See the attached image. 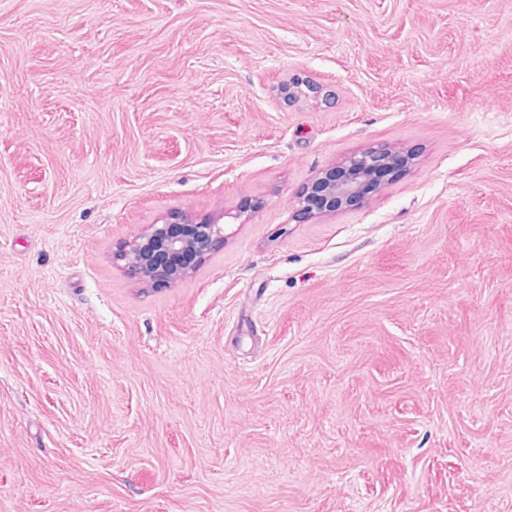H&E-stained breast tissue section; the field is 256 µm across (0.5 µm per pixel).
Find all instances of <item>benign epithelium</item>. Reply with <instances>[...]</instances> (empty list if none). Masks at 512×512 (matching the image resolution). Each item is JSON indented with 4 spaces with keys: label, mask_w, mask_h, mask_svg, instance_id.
I'll return each instance as SVG.
<instances>
[{
    "label": "benign epithelium",
    "mask_w": 512,
    "mask_h": 512,
    "mask_svg": "<svg viewBox=\"0 0 512 512\" xmlns=\"http://www.w3.org/2000/svg\"><path fill=\"white\" fill-rule=\"evenodd\" d=\"M284 99L329 102V94L314 82L294 77L282 86ZM401 153L391 149H370L350 156L343 165L330 169L307 184L297 196L296 217L312 213L331 214L360 202L365 189L379 175L402 167ZM191 222L183 214H175L162 224L153 225L143 241H130L123 253L128 270L147 284L175 283L190 275L211 247L224 236V225L216 220L194 225L185 233L182 225Z\"/></svg>",
    "instance_id": "benign-epithelium-1"
}]
</instances>
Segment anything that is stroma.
<instances>
[{
    "instance_id": "35a3bbf8",
    "label": "stroma",
    "mask_w": 512,
    "mask_h": 512,
    "mask_svg": "<svg viewBox=\"0 0 512 512\" xmlns=\"http://www.w3.org/2000/svg\"><path fill=\"white\" fill-rule=\"evenodd\" d=\"M0 512H512V0H0ZM281 89V93L288 103H295L301 100H313L316 103L323 101L326 104L330 99L329 94L324 93L322 95V88H320V86L304 78L294 77L290 79L287 84L283 85ZM404 161L401 153L391 149H370L350 156L342 166L322 173L299 192L296 217L331 214L356 205L380 174L400 169ZM187 223L197 222L187 215L175 214L164 224L153 225L151 234L144 241H130L121 255L128 270L146 285L175 283L190 275L211 247L223 238L224 225L218 220L204 221L193 225V232L186 234L182 224ZM166 256L184 261L167 265L160 261ZM192 258L195 261L188 263L187 260Z\"/></svg>"
}]
</instances>
